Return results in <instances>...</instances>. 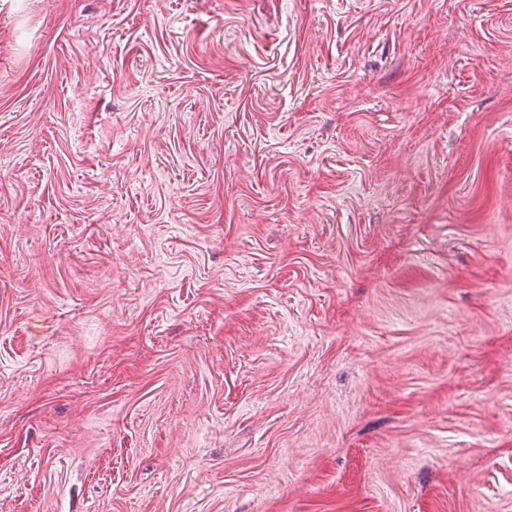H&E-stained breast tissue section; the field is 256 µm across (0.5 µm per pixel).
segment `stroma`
I'll list each match as a JSON object with an SVG mask.
<instances>
[{"label":"stroma","mask_w":512,"mask_h":512,"mask_svg":"<svg viewBox=\"0 0 512 512\" xmlns=\"http://www.w3.org/2000/svg\"><path fill=\"white\" fill-rule=\"evenodd\" d=\"M0 512H512V0H0Z\"/></svg>","instance_id":"obj_1"}]
</instances>
